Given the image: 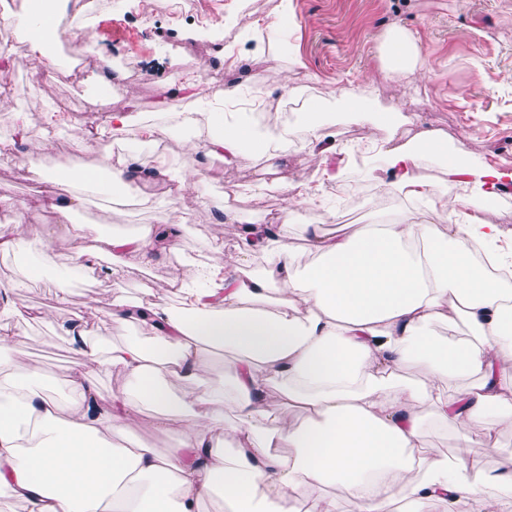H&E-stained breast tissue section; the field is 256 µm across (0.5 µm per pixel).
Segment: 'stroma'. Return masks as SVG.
<instances>
[{"instance_id":"1","label":"stroma","mask_w":512,"mask_h":512,"mask_svg":"<svg viewBox=\"0 0 512 512\" xmlns=\"http://www.w3.org/2000/svg\"><path fill=\"white\" fill-rule=\"evenodd\" d=\"M91 28L67 32L54 41L52 51L61 63L55 81L44 83L27 59L28 45L16 30H9L14 66L0 70V88L17 82L29 92L14 98L13 108L0 111V141L16 140L18 122H25L32 143L38 144L32 169L19 160L0 157V196L24 201L29 221L18 224L0 207V235L22 237L36 260L43 245L57 254L58 268H66L68 246L57 235V215L44 206L40 172H67L100 166L97 143L106 141L112 113H128L133 127L159 123L167 115L192 109L196 98L215 96V84L230 80L251 97L262 87L271 105L287 109V166H269L265 159L240 156L232 161L205 156L201 144L169 138L165 155L183 168L198 172L197 189L206 194L209 208H197L193 196L184 204L192 214L179 229L176 246L143 275L156 287L155 301L179 307L178 289L168 278L182 271L187 257L220 256L226 268H239L238 227L219 223L227 209L252 223H269L272 214L288 212L292 224L308 223L313 208L300 204L307 187L319 186L334 204L340 225L377 222L381 206L373 184L364 180L362 163L350 149L351 139L369 141L370 128L345 120L346 107L333 98L342 86L358 89L363 72H371L383 88L382 99L394 103L417 124L435 129L449 146L464 145L468 158L498 168L512 169V0H288V23L278 42L252 40L249 26L227 23L239 0H97ZM401 26L418 38L421 53L432 73L429 81L410 77L386 81L378 61L381 36ZM283 59L297 58L280 84L268 71V52ZM127 63L129 72L104 85L97 78L99 57ZM204 71L207 80L195 91L184 90V75ZM323 109L328 126L325 137L312 141L296 133L300 114L296 102ZM52 102L64 110L70 124L87 133L85 149L74 146L66 131L48 126L42 106ZM235 206H228L227 192ZM140 194L154 196L155 206L142 208L136 198L124 206L85 193L71 220L107 233L132 232L155 223L167 206L155 182L140 183ZM54 275L23 289L19 302L29 310L51 311L52 322L20 325L19 339L28 359L42 367L44 388L55 389L78 356L59 333L58 324L80 317L101 325L113 293L139 298L137 285L121 278H72L70 300L54 301Z\"/></svg>"}]
</instances>
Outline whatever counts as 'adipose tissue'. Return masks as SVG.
I'll list each match as a JSON object with an SVG mask.
<instances>
[{"label": "adipose tissue", "instance_id": "obj_1", "mask_svg": "<svg viewBox=\"0 0 512 512\" xmlns=\"http://www.w3.org/2000/svg\"><path fill=\"white\" fill-rule=\"evenodd\" d=\"M79 0H58L44 15L40 0L13 19L29 45L28 59L54 65L42 36L85 24ZM387 79L428 73L415 35L397 26L381 42ZM207 153L236 157L244 148L282 159L278 129L257 131L222 121ZM389 123L371 148L369 176L387 171L381 191L414 203L354 232L332 236L304 225L313 261L299 266L288 244L289 221L248 224L239 235L242 259L261 254L257 271L234 273L220 258L191 276L174 275L183 306L173 311L117 294L104 326L73 321L61 331L83 363L57 392L44 391L38 364L24 363L16 332L0 325V502L24 512H204L220 497L228 512H341L325 486L342 484L350 512H399L444 504L446 512H507L512 471L487 468L466 454L476 440L495 442L512 428V285L481 268L475 245L500 265L503 231L485 208L512 171L476 165L464 146L448 150L430 129L417 148L395 144ZM435 158L445 182H466L477 200L437 193L419 173ZM103 179L70 171L44 178L46 198L64 228L77 269L134 278L151 266L191 215L180 200L187 178L158 157L170 207L131 235H100L71 220L83 190L135 189L138 159L104 158ZM138 324L153 347L107 334ZM468 328L458 335V324ZM235 357L228 378L214 377L211 351ZM414 367L421 380L402 375ZM118 378L109 402L93 378ZM235 423L216 436L224 410ZM300 410L303 420L291 418ZM155 428L178 431L168 454L130 440L126 429L143 413ZM450 429L456 455L423 440L426 427Z\"/></svg>", "mask_w": 512, "mask_h": 512}]
</instances>
